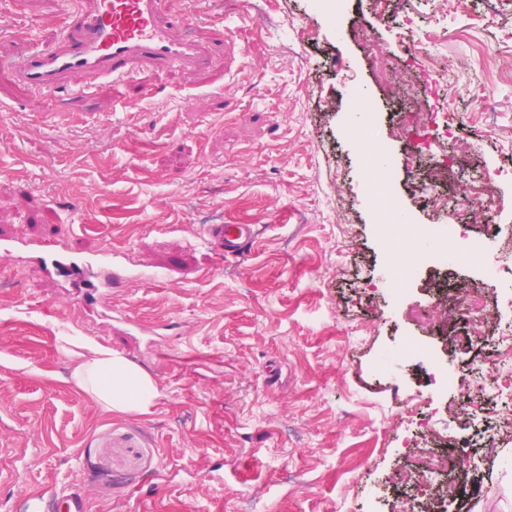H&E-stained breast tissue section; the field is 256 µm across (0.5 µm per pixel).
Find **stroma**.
I'll use <instances>...</instances> for the list:
<instances>
[{
    "label": "stroma",
    "instance_id": "35a3bbf8",
    "mask_svg": "<svg viewBox=\"0 0 512 512\" xmlns=\"http://www.w3.org/2000/svg\"><path fill=\"white\" fill-rule=\"evenodd\" d=\"M264 9L162 0L163 14L194 16L216 63L140 71L129 111L106 85L41 97L0 76V236L77 257L120 248L136 272L87 308L72 279L27 259L0 266V512H29L48 490L58 497L46 512H65L61 496L75 493L89 512H399L396 474L410 451L434 448L419 423L462 440L480 425L481 412L448 413L441 378L483 368L485 350L443 349L438 330L409 317L436 272L421 269L404 293L389 281L401 255L365 154L383 144L410 223L440 240L451 224L482 227L466 180L512 165V0L445 12L437 0H343L337 18L320 0ZM0 12V54L48 49L69 23L63 0H0ZM377 60L452 119L447 146L425 125L397 134L413 105L376 83ZM366 108L374 124L360 139L351 124ZM409 139L460 171L447 208L415 194ZM220 223L255 225L254 246L219 257L202 229ZM67 335L148 371L152 413L105 412L68 384ZM396 353L391 378L381 363ZM416 390L432 402L413 411L404 400ZM484 442L496 456L470 449L465 497L438 512H512V433Z\"/></svg>",
    "mask_w": 512,
    "mask_h": 512
}]
</instances>
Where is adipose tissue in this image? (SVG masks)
Wrapping results in <instances>:
<instances>
[{"mask_svg":"<svg viewBox=\"0 0 512 512\" xmlns=\"http://www.w3.org/2000/svg\"><path fill=\"white\" fill-rule=\"evenodd\" d=\"M64 342L74 349L71 383L89 394L102 410L140 415L151 413L160 392L146 370L84 337L68 336Z\"/></svg>","mask_w":512,"mask_h":512,"instance_id":"adipose-tissue-1","label":"adipose tissue"}]
</instances>
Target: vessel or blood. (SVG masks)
Masks as SVG:
<instances>
[{
  "mask_svg": "<svg viewBox=\"0 0 512 512\" xmlns=\"http://www.w3.org/2000/svg\"><path fill=\"white\" fill-rule=\"evenodd\" d=\"M184 16H163L160 0H83L75 10L67 32L51 48L29 52L0 66L13 81L43 93L71 91L91 94L101 83L125 92L135 75L145 68L202 70L213 63L209 50L190 36H175V29L188 27ZM207 243L222 257L244 253L255 234L248 224H209ZM121 254L103 249L74 261L70 251L56 249L43 259L47 276L99 270L100 281L85 279L82 305L96 304L101 289L110 287L113 275L123 271Z\"/></svg>",
  "mask_w": 512,
  "mask_h": 512,
  "instance_id": "1",
  "label": "vessel or blood"
}]
</instances>
